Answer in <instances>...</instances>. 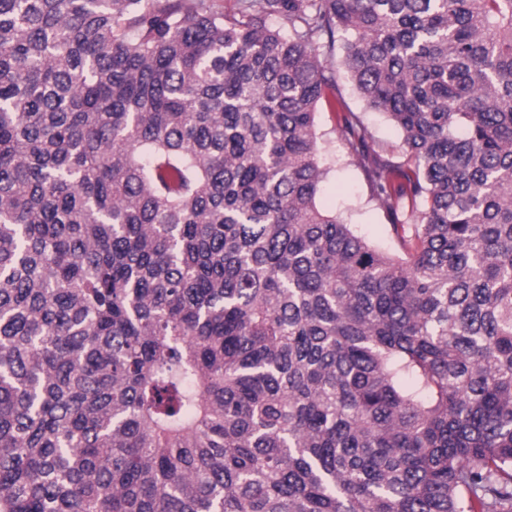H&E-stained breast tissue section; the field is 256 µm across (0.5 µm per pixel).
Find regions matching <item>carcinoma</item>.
Listing matches in <instances>:
<instances>
[{
	"label": "carcinoma",
	"instance_id": "carcinoma-1",
	"mask_svg": "<svg viewBox=\"0 0 512 512\" xmlns=\"http://www.w3.org/2000/svg\"><path fill=\"white\" fill-rule=\"evenodd\" d=\"M238 2L0 0V512H512V0ZM336 79L349 109L354 112H362L366 123L374 133L375 137L384 145V147L398 155L400 152L401 141L397 129L384 115L365 110L364 103L353 90L347 75H345L343 70L340 68H336ZM317 126L324 146L323 162L330 168L318 203L336 213L374 244L394 250L395 241L387 233V221L370 192L360 169L347 163L340 139L336 112L324 101L318 107Z\"/></svg>",
	"mask_w": 512,
	"mask_h": 512
}]
</instances>
